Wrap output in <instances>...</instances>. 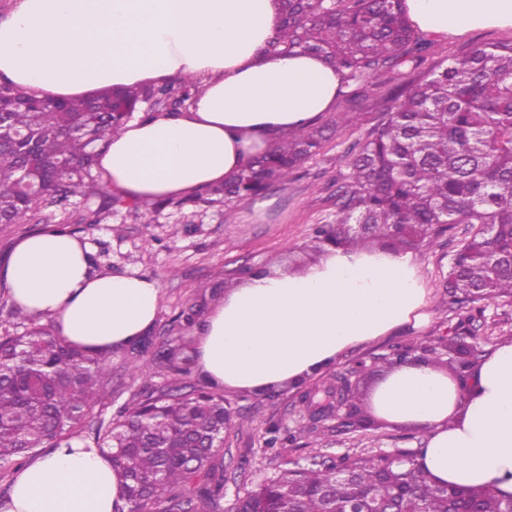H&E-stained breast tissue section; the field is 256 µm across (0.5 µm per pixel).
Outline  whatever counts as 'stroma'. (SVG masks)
Listing matches in <instances>:
<instances>
[{"mask_svg": "<svg viewBox=\"0 0 512 512\" xmlns=\"http://www.w3.org/2000/svg\"><path fill=\"white\" fill-rule=\"evenodd\" d=\"M511 41V29L474 30L462 36L436 38L428 62L438 65L476 45ZM358 110V125L334 131L319 154L305 161L288 182L235 202L230 209L203 203L164 206L151 212L124 207L114 211L107 222L77 224L73 230L90 244L96 271H137L159 280L161 305L149 335L173 345L194 344L197 328L180 322L179 314L191 306L209 314L225 288L234 284L230 269L243 264L258 268L275 258L309 261L315 225L331 220L335 210L333 193L337 178L348 170L349 146L363 140L380 121L379 112L370 102H363ZM467 234V225H457L450 235L412 254L430 298L426 324H407L348 349L321 372V379L352 368L358 360L369 361L387 353L391 346L432 343L447 335L449 327L462 320L463 314L448 307L444 279L451 254ZM474 328L476 341L485 352L512 339V301L490 303L484 320L476 322ZM109 369L111 393L85 419L83 437H90L97 421L110 418L142 385L125 351L113 353ZM303 393L300 386L275 389L269 397L225 389L226 405L242 416L224 439L222 465L227 495L271 473L285 459L369 456L417 448L424 443L421 431L378 419L367 430L328 431L316 442L288 443L265 450L264 438L271 426L293 431L305 426Z\"/></svg>", "mask_w": 512, "mask_h": 512, "instance_id": "35a3bbf8", "label": "stroma"}]
</instances>
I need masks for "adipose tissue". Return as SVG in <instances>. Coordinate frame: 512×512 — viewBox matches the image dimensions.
Masks as SVG:
<instances>
[{
    "instance_id": "adipose-tissue-1",
    "label": "adipose tissue",
    "mask_w": 512,
    "mask_h": 512,
    "mask_svg": "<svg viewBox=\"0 0 512 512\" xmlns=\"http://www.w3.org/2000/svg\"><path fill=\"white\" fill-rule=\"evenodd\" d=\"M420 32L439 38L512 29V0H405ZM278 0H13L0 17V77L63 100L187 76L201 85L184 112L134 118L100 153L103 184L130 200L221 184L274 137L335 103L340 73L319 57L272 56ZM7 299L51 319L67 342L105 351L142 336L161 303L158 280L95 272L89 245L43 230L0 264ZM430 299L411 256L328 249L293 271L275 263L225 292L198 331V370L259 393L295 385L346 350L421 320ZM374 415L425 434L415 463L432 480L512 494V342L483 354L468 390L448 371L394 368L371 394ZM109 458L74 439L31 457L5 512H120Z\"/></svg>"
}]
</instances>
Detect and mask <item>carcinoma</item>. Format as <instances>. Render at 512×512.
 Listing matches in <instances>:
<instances>
[{
    "label": "carcinoma",
    "mask_w": 512,
    "mask_h": 512,
    "mask_svg": "<svg viewBox=\"0 0 512 512\" xmlns=\"http://www.w3.org/2000/svg\"><path fill=\"white\" fill-rule=\"evenodd\" d=\"M280 2L266 53L323 57L342 74L351 100L368 99L377 76L417 72L431 48L406 18L404 0ZM199 92L198 82L183 77L58 101L0 80V224H39L51 208L65 232L78 205V223L108 220L125 199L98 191L96 146L118 134L133 113L149 119L178 112ZM379 107L382 120L350 147V170L336 179L334 219L315 228V249L414 251L456 224L471 225L449 259L445 285L448 305L466 321L448 330V347L427 357L446 363L465 390L481 357L464 345V337L474 335L465 323L484 317L488 303L512 299V42L476 46L382 98ZM326 139L324 128L288 131L209 188L203 201L226 206L287 182ZM12 315L24 331L0 336V480L40 451L78 437L109 385L110 353L70 344L19 310ZM415 350L398 348L374 365L406 364ZM129 353L151 355L167 380L157 386L152 368L135 366L143 386L94 429V443L107 449L123 479L126 509L119 512H326L333 505L343 512L378 502L389 512H448V499L413 464L418 448L392 460L377 454L288 461L237 493L226 509L224 470L213 467L224 456L221 387L205 378L197 388L187 384L196 361L183 346L142 336ZM303 398L312 409L310 434L338 402L350 407L344 427L365 421L358 386L339 385L337 374ZM339 467L352 477L336 476ZM462 506L512 512V496L471 488Z\"/></svg>",
    "instance_id": "cac0c4a2"
}]
</instances>
